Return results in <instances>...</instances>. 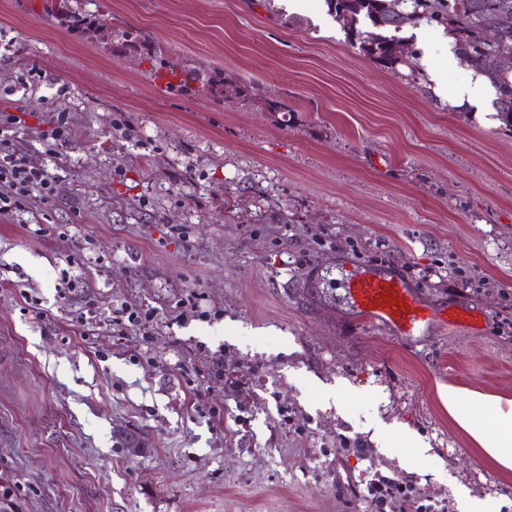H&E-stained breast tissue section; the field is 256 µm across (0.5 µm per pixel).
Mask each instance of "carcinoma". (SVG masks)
I'll return each mask as SVG.
<instances>
[{
	"instance_id": "carcinoma-1",
	"label": "carcinoma",
	"mask_w": 512,
	"mask_h": 512,
	"mask_svg": "<svg viewBox=\"0 0 512 512\" xmlns=\"http://www.w3.org/2000/svg\"><path fill=\"white\" fill-rule=\"evenodd\" d=\"M329 14L341 26L350 44L383 68L395 71L411 84L426 81L423 70L406 62L399 47L413 41L399 36L421 23L444 28L459 65L485 77L496 91L495 117L512 132V68L489 74V55L512 57V0H325ZM368 29H363V26ZM408 68L404 73L401 68Z\"/></svg>"
}]
</instances>
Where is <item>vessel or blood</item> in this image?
<instances>
[{
  "label": "vessel or blood",
  "instance_id": "1",
  "mask_svg": "<svg viewBox=\"0 0 512 512\" xmlns=\"http://www.w3.org/2000/svg\"><path fill=\"white\" fill-rule=\"evenodd\" d=\"M342 286L360 321L407 340L434 326L470 327L477 320L474 309H435L397 274L363 271L345 278Z\"/></svg>",
  "mask_w": 512,
  "mask_h": 512
}]
</instances>
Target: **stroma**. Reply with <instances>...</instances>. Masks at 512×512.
I'll list each match as a JSON object with an SVG mask.
<instances>
[{"instance_id":"stroma-1","label":"stroma","mask_w":512,"mask_h":512,"mask_svg":"<svg viewBox=\"0 0 512 512\" xmlns=\"http://www.w3.org/2000/svg\"><path fill=\"white\" fill-rule=\"evenodd\" d=\"M82 5L100 29L0 0V113L60 178L49 234L0 216V512H400L365 499L380 477L512 512V469L441 399L512 402V134L449 111L472 70L407 83L316 24L325 0L298 26L280 0ZM172 64L233 91L159 90ZM366 267L488 318L373 330L340 286ZM122 302L149 335L113 325ZM405 433L430 447L414 468ZM60 113L58 112L57 116L47 123L50 130L46 129L39 132V140L43 148L42 153L48 157L56 156L57 140L71 131L67 118Z\"/></svg>"}]
</instances>
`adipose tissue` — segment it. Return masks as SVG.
<instances>
[{
	"label": "adipose tissue",
	"instance_id": "ef3b65f1",
	"mask_svg": "<svg viewBox=\"0 0 512 512\" xmlns=\"http://www.w3.org/2000/svg\"><path fill=\"white\" fill-rule=\"evenodd\" d=\"M452 419L465 429L496 463L512 468V414L499 403H484L480 395L449 389L444 397Z\"/></svg>",
	"mask_w": 512,
	"mask_h": 512
}]
</instances>
